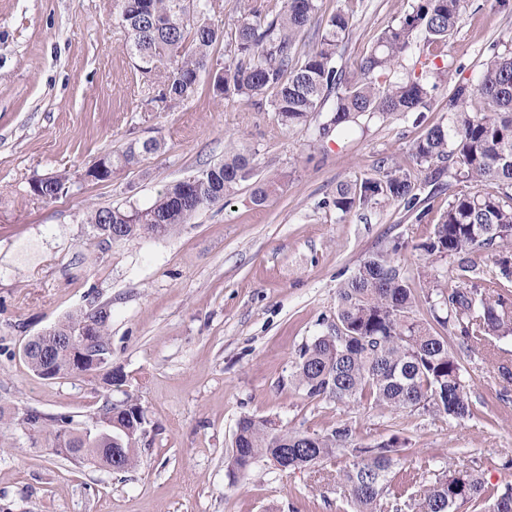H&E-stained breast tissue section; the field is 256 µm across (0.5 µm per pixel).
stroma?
Instances as JSON below:
<instances>
[{
  "mask_svg": "<svg viewBox=\"0 0 512 512\" xmlns=\"http://www.w3.org/2000/svg\"><path fill=\"white\" fill-rule=\"evenodd\" d=\"M319 22L344 11L349 29L337 63L356 70L406 0H319ZM512 39V7L466 0L447 44L417 37L390 74L399 81L437 68L423 118L360 117L322 139L318 127L289 131L269 98L215 101L201 79L189 101L168 109L158 83L141 74L116 0H0V512H345L334 482L309 471L281 472L258 461L245 478L229 473L241 417L320 433L347 422L372 446L399 435L410 456L461 460L488 485L512 483V337L495 354L461 353L475 416L457 422L429 413L308 398L292 372L301 348L335 322L336 290L372 252L395 238L426 239L461 186L450 175L425 183L412 145L426 126L447 123L455 87L474 82L493 42ZM156 152L97 182L86 172L129 144ZM252 154L258 180L281 187L263 205L252 182L199 212L173 234L133 242L94 238L88 209L145 208L174 181ZM400 164L422 180L428 215L403 204L341 215L339 183L379 177ZM67 174V189L44 201L33 180ZM412 288L427 269L452 278L456 263H427L402 251ZM112 305V360L102 370L43 379L25 363L24 343L69 315ZM134 395L146 412L136 467L114 473L52 450L53 438L21 423L35 410L90 427L103 405Z\"/></svg>",
  "mask_w": 512,
  "mask_h": 512,
  "instance_id": "1",
  "label": "stroma"
}]
</instances>
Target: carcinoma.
<instances>
[{
	"label": "carcinoma",
	"mask_w": 512,
	"mask_h": 512,
	"mask_svg": "<svg viewBox=\"0 0 512 512\" xmlns=\"http://www.w3.org/2000/svg\"><path fill=\"white\" fill-rule=\"evenodd\" d=\"M129 50L145 64L141 72L162 73L159 100L174 107L196 92L202 74L210 75V89L222 101L229 97L270 95L278 121L287 129L307 124L335 95V106L319 130L326 136L359 116L419 112L428 106L427 76L402 82H379L400 57L411 49L417 32L430 43L445 42L456 29L463 0H412L409 10L386 28L377 47L358 72L337 66L339 43L349 19L342 12L327 20L316 45L303 53L298 46L316 20L318 0H285L283 12L271 20L256 0H247L240 19L225 28L212 23V0H117ZM228 42L230 63L213 66L210 49ZM485 100V112L470 110L472 97ZM449 126L435 124L416 139L412 154L438 180L445 163L455 166L454 178L468 184L448 201L432 235L413 245L395 239L389 248L363 261L336 293V323L304 346L292 374L295 384L310 398H329L339 403L389 408L394 411L424 410L458 421L475 416L457 348L493 355L491 338L512 336V254L499 250L512 240V49L491 48L477 84L457 86L448 97ZM158 149L155 142L131 144L121 154L101 162L112 169L139 160ZM255 166L244 152L224 156L197 176L208 189L197 194L179 181L167 186L143 209L142 218L131 219L132 210L100 207L87 223L94 236L112 240L111 231L123 241L146 236V225L163 224L173 233L200 210L219 203L242 182L253 178ZM493 181L498 193L479 190ZM66 177L48 178L41 198L52 200L65 190ZM278 180L260 182L253 201L264 204L277 190ZM416 180L398 164L380 178H364L336 187L333 206L347 214L369 205L402 202L408 208L419 203ZM427 258L457 260L456 275L444 287L436 277L426 279L418 294L407 282L397 255L407 247ZM495 254L496 270L481 275L472 256ZM427 304L426 315L419 306ZM95 317V309L81 311L54 327L52 338L37 339L26 361L32 371L47 366L54 377L74 374L71 352L85 346L79 330ZM110 320L99 322L93 349L112 358ZM451 331L457 347L448 344ZM141 405L128 396L104 408L118 422ZM28 429L54 428L57 447L81 464L103 465V457L86 436L70 429L71 418H45L28 412L22 419ZM231 466L235 475L246 476L253 464L265 459L279 471L311 470L321 473L336 487L352 512H512V484L489 486L477 469L422 456L412 470L402 472L408 441L393 436L373 446L354 439V430L340 422L323 433L286 430L268 418L244 416L234 437ZM428 474V485L420 479Z\"/></svg>",
	"instance_id": "carcinoma-1"
}]
</instances>
